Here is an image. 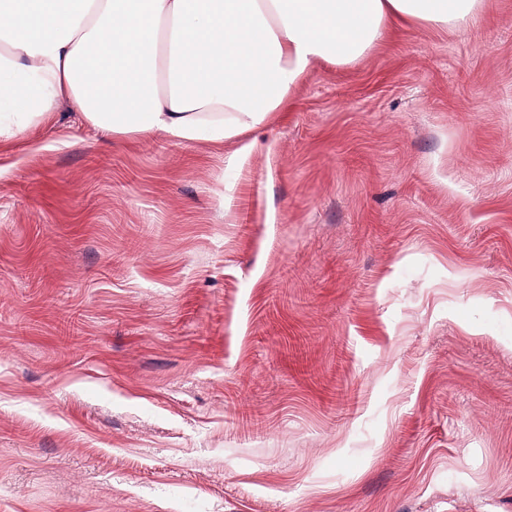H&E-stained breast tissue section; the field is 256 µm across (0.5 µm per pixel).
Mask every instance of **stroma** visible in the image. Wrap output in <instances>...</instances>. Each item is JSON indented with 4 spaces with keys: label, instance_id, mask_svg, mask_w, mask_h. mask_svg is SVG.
Here are the masks:
<instances>
[{
    "label": "stroma",
    "instance_id": "stroma-1",
    "mask_svg": "<svg viewBox=\"0 0 512 512\" xmlns=\"http://www.w3.org/2000/svg\"><path fill=\"white\" fill-rule=\"evenodd\" d=\"M0 512H512V0L219 144L1 142Z\"/></svg>",
    "mask_w": 512,
    "mask_h": 512
}]
</instances>
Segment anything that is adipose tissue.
Here are the masks:
<instances>
[{
    "instance_id": "adipose-tissue-1",
    "label": "adipose tissue",
    "mask_w": 512,
    "mask_h": 512,
    "mask_svg": "<svg viewBox=\"0 0 512 512\" xmlns=\"http://www.w3.org/2000/svg\"><path fill=\"white\" fill-rule=\"evenodd\" d=\"M483 0H0V138L60 100L106 136L220 141L267 123L319 61L396 22L461 32Z\"/></svg>"
}]
</instances>
